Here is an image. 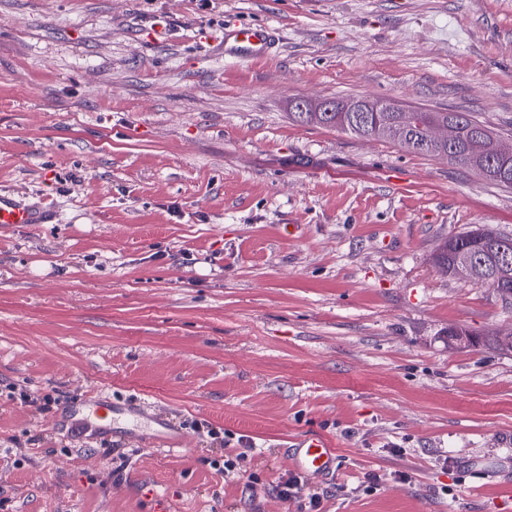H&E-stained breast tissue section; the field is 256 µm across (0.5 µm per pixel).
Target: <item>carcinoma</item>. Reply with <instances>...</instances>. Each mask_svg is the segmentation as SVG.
Instances as JSON below:
<instances>
[{
	"label": "carcinoma",
	"mask_w": 512,
	"mask_h": 512,
	"mask_svg": "<svg viewBox=\"0 0 512 512\" xmlns=\"http://www.w3.org/2000/svg\"><path fill=\"white\" fill-rule=\"evenodd\" d=\"M291 116L305 125L334 128L365 139L394 142L405 150L422 155H441L458 165L475 170L485 181L512 188V155L498 149L497 134L485 122L467 112H369L362 123L353 112H293ZM450 124L451 138L441 144L431 137L433 125ZM478 228L457 235L455 246L443 244L436 255L438 266L449 276L461 278L458 252L468 253L485 266L490 282L505 303L512 302V236L497 234L491 243Z\"/></svg>",
	"instance_id": "carcinoma-1"
}]
</instances>
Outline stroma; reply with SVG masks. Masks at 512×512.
I'll return each mask as SVG.
<instances>
[{"label":"stroma","mask_w":512,"mask_h":512,"mask_svg":"<svg viewBox=\"0 0 512 512\" xmlns=\"http://www.w3.org/2000/svg\"><path fill=\"white\" fill-rule=\"evenodd\" d=\"M229 23L279 44L225 58ZM298 97L512 145V0H0V193L54 214L0 225V512H512V349L448 340L512 311L433 260L512 234V189ZM91 394L183 449L113 437ZM306 432L338 471L285 500ZM114 415L123 416L128 421L137 425L141 419H144L146 416H150L152 414L148 412L147 406L135 404L124 410H112V416L114 417ZM152 416L154 417V419L151 420V422L157 425V428H154V437L137 436V443H140L142 445H157L167 447L169 451H176L181 449L179 447H181L183 440L180 438H171L165 436L164 433L168 430L167 423H165L161 418H158L155 414H153Z\"/></svg>","instance_id":"stroma-1"}]
</instances>
